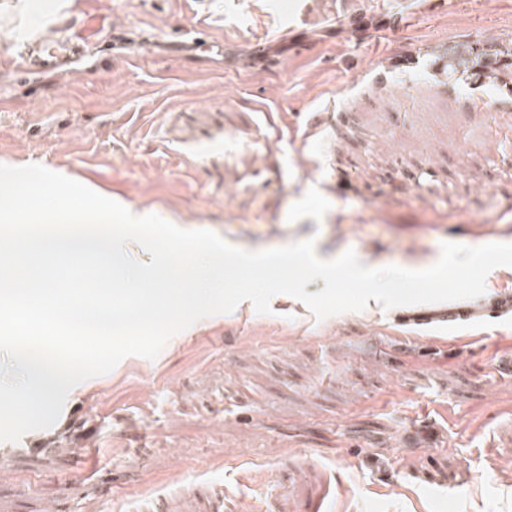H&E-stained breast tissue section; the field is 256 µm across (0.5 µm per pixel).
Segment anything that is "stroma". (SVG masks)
Masks as SVG:
<instances>
[{
  "instance_id": "35a3bbf8",
  "label": "stroma",
  "mask_w": 512,
  "mask_h": 512,
  "mask_svg": "<svg viewBox=\"0 0 512 512\" xmlns=\"http://www.w3.org/2000/svg\"><path fill=\"white\" fill-rule=\"evenodd\" d=\"M61 2L0 0V163L253 247L400 266L512 242V76L436 70L512 43V0H301L286 36L275 0ZM33 26L140 38L25 82ZM191 26L207 46L174 50ZM270 306L202 318L0 440V512H512V325Z\"/></svg>"
}]
</instances>
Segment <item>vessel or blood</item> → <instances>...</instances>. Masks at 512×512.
<instances>
[{
	"mask_svg": "<svg viewBox=\"0 0 512 512\" xmlns=\"http://www.w3.org/2000/svg\"><path fill=\"white\" fill-rule=\"evenodd\" d=\"M91 52L102 58L108 55L106 47L89 42L77 33L51 41L33 36L24 40L14 56L13 64L18 77L25 79L39 71L70 67L76 58ZM397 319L415 326L436 320L451 325L511 321L512 293L489 296L467 305L452 304L438 311L425 308L403 311Z\"/></svg>",
	"mask_w": 512,
	"mask_h": 512,
	"instance_id": "vessel-or-blood-1",
	"label": "vessel or blood"
}]
</instances>
